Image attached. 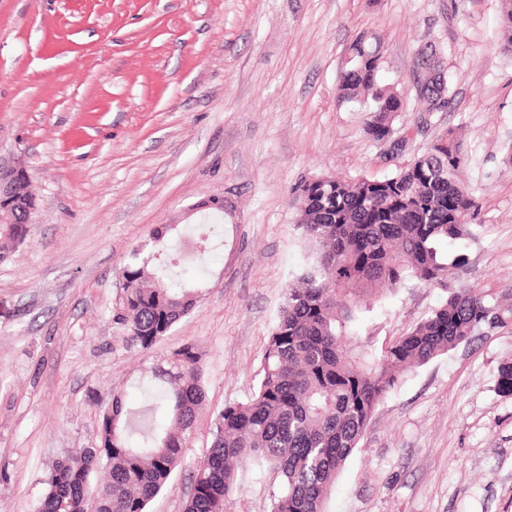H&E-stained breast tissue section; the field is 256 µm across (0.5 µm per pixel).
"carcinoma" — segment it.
<instances>
[{"instance_id": "cac0c4a2", "label": "carcinoma", "mask_w": 512, "mask_h": 512, "mask_svg": "<svg viewBox=\"0 0 512 512\" xmlns=\"http://www.w3.org/2000/svg\"><path fill=\"white\" fill-rule=\"evenodd\" d=\"M500 27L502 48L512 54V0H501ZM440 54L433 44L418 54L424 112H441L449 103ZM349 56L337 102L371 113L365 131L380 141L395 128L403 101L382 80L379 46L370 37H356ZM469 161L461 136L448 128L390 175L304 180L292 190L302 261L261 357L256 389L218 414L183 512H226L238 470L248 463L279 477L270 512H327L336 476L378 404L404 376L468 343L482 325L512 322V307H492L460 284L381 351L361 340L365 314L382 292L407 284L446 288L465 265V255L450 256L444 245L472 235L477 203L460 180ZM174 230L160 224L147 245L131 251L112 308L116 331L141 352L151 351L199 301V288L181 280L184 254L155 263L156 254L171 249ZM27 234L21 209L1 206L0 260ZM202 367L203 352L184 344L151 368L155 390L147 405L113 393L100 411L99 445L57 459L39 505L55 500L62 512H148L180 468L204 406Z\"/></svg>"}]
</instances>
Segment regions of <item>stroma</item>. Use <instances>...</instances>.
Returning a JSON list of instances; mask_svg holds the SVG:
<instances>
[{
  "label": "stroma",
  "instance_id": "obj_1",
  "mask_svg": "<svg viewBox=\"0 0 512 512\" xmlns=\"http://www.w3.org/2000/svg\"><path fill=\"white\" fill-rule=\"evenodd\" d=\"M500 0H0V162L37 198L26 243L0 260V512H35L46 473L99 442V409L140 400L149 367L112 326L131 250L159 224L234 210L186 271L196 309L156 345L204 353L207 401L183 464L150 512H182L216 415L256 385L301 261L290 191L307 177H382L461 129L479 209L448 288L406 286L362 328L389 345L476 288L512 302V55ZM381 44L382 77L412 138L397 158L336 102L349 44ZM444 51L452 105L421 111L417 53ZM512 329L483 328L410 373L377 407L328 512H512V394L498 385ZM279 480L246 466L226 512H269Z\"/></svg>",
  "mask_w": 512,
  "mask_h": 512
}]
</instances>
